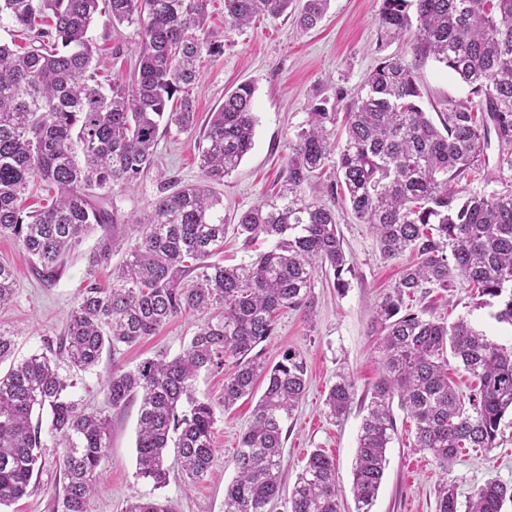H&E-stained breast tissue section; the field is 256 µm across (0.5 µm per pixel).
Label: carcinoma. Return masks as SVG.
Here are the masks:
<instances>
[{
	"label": "carcinoma",
	"mask_w": 512,
	"mask_h": 512,
	"mask_svg": "<svg viewBox=\"0 0 512 512\" xmlns=\"http://www.w3.org/2000/svg\"><path fill=\"white\" fill-rule=\"evenodd\" d=\"M210 0H0V23L32 34L17 53L0 43V237L17 239L53 281L64 259L91 231L98 245L74 304L59 351L89 371L104 351L133 345L173 317L204 315L182 353L116 370L105 382L114 408L140 399L137 476L166 483L175 458L189 482L213 465L215 404L196 397L201 372L224 373V409L250 396L258 377L266 387L234 456L236 477L224 489V512H266L279 496L283 431L302 402L305 359L286 349L274 364L256 347L274 335L287 311L307 307L317 267L330 266L339 288L349 272L336 220V199L369 225L381 255L399 260L398 279L376 305L382 375L362 418L352 486L356 512H372L384 478L387 448L396 436L392 406L415 424V445L443 471L464 448L496 447L504 417L512 414V347L493 342L465 317L448 323L409 307L411 298L458 286L498 300L495 319L512 325V192L464 194L454 183L481 163L493 125L502 153L512 149V0H382L380 37L415 29L413 57L432 56L469 87L477 106L457 104L434 122L421 106L415 64L382 59L347 106L346 139H331L336 113L328 101L311 106L309 120L289 142L282 188L243 212L245 242L263 236L272 248L227 268L212 261L224 246L222 183L253 145L254 88L238 86L209 118L199 151L200 181L173 178L158 185L151 211L126 215L115 196L155 166L158 132L198 124L192 93L204 59L224 43L208 25ZM296 0H224L225 22L243 27L256 16L288 15ZM295 21L314 28L329 0H302ZM104 17L113 26L136 24L140 53L126 81L104 88L88 31ZM323 197L308 199L303 185L327 170ZM56 191L49 207L20 209L30 185ZM124 250L104 288L96 268ZM16 273L0 263V306L15 294ZM17 330L0 328V363L13 357ZM455 358L475 380L459 392L448 377ZM48 354L33 353L0 373V505L30 493L39 474L47 432L61 449V489L52 512H91L98 468L110 445L111 421L89 412L70 392ZM354 394L339 373L325 398L335 420ZM341 488L335 464L313 451L288 500L289 512H338ZM512 486L486 483L466 501V512H503ZM451 485L438 512H459ZM125 512H174L139 498Z\"/></svg>",
	"instance_id": "carcinoma-1"
}]
</instances>
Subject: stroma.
Here are the masks:
<instances>
[{
	"label": "stroma",
	"mask_w": 512,
	"mask_h": 512,
	"mask_svg": "<svg viewBox=\"0 0 512 512\" xmlns=\"http://www.w3.org/2000/svg\"><path fill=\"white\" fill-rule=\"evenodd\" d=\"M380 0H330L316 28L300 32L294 19L258 17L248 26L234 28L224 23V0H211L209 25L224 41L223 53L208 58L201 82L193 90L200 120L223 104L224 96L242 82L255 88L254 110L258 118L253 146L238 169L217 184L224 198V250L217 262L231 266L269 250L260 240L245 246L236 231L241 213L261 203L284 180L289 142L305 127L312 103L327 99L337 114L363 85L380 58L409 54L411 36L385 42L379 37ZM96 50L105 64L100 81L125 79L132 72L140 50L137 26L106 25L96 19L89 29ZM423 89L421 105L427 112L442 111L452 104L470 101L469 89L443 65L424 57L416 62ZM199 129L161 133L156 147L158 168L120 194L116 203L122 213L151 210L159 176L180 183L199 180ZM462 192H512V166L503 162L497 140H490L480 170L461 179ZM336 218L343 249L351 268L346 288H337L329 272H317L310 290L312 308L289 311L280 318L274 336L262 343L267 362H276L282 351L293 349L307 362L308 387L296 416L288 423L283 447L282 493L269 512H289V493L313 450H321L336 462V480L344 491L340 512H355L350 493L357 437L371 390L381 375L377 350L379 336L372 326L373 309L395 281L400 263L384 259L368 225L359 223L337 205ZM97 244L89 235L64 261L56 279L47 283L37 272L32 257L12 237H0V263L14 267L16 294L0 307V327L20 329L17 357L45 350L47 343L64 335L69 312L80 294L87 257ZM428 305L434 317L454 321L466 317L503 345H512V326L497 322L492 306L471 289H455L452 296L430 295L413 300V308ZM198 317L183 313L172 318L155 335L114 354L103 355L91 371H72L66 358H59L60 372L73 375L75 399L112 421L110 448L102 460L100 481L91 501V512H124L130 500L143 497L169 503L174 512H224V488L235 475L233 457L238 440L247 429L254 399L239 400L232 409H217L214 433L215 460L207 479L188 484L179 468H172L168 482L160 487L136 474V428L138 402L120 410L111 409L103 391L104 380L115 368L131 369L142 360L164 353L176 356L188 344ZM351 376L355 395L346 416L330 421L324 400L337 373ZM397 434L387 450L388 465L372 512H436L443 483L456 485L459 502H466L487 482L512 485V419L501 425L497 448L462 450L449 470H442L430 454L415 446L414 427L405 412L393 411ZM56 450L48 448L40 485L30 495L0 512H51L49 488L58 482Z\"/></svg>",
	"instance_id": "1"
}]
</instances>
